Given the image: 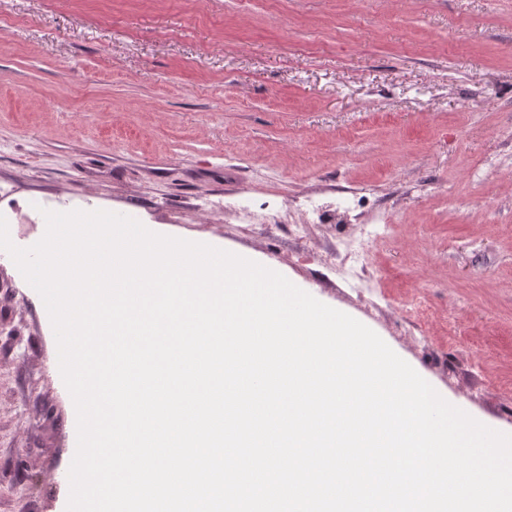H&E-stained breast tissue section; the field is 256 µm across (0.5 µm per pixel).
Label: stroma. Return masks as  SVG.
<instances>
[{"label":"stroma","instance_id":"1","mask_svg":"<svg viewBox=\"0 0 512 512\" xmlns=\"http://www.w3.org/2000/svg\"><path fill=\"white\" fill-rule=\"evenodd\" d=\"M369 185L391 224L288 237ZM251 255L512 434V0H0V188ZM279 213L245 224L228 203ZM75 409L38 293L0 255V512H66ZM391 229V224H375L367 232V240L359 242L347 241L345 243L344 255L342 261L351 263V267L359 266L361 271L368 269L367 256L371 252L373 243L379 238L384 237Z\"/></svg>","mask_w":512,"mask_h":512}]
</instances>
